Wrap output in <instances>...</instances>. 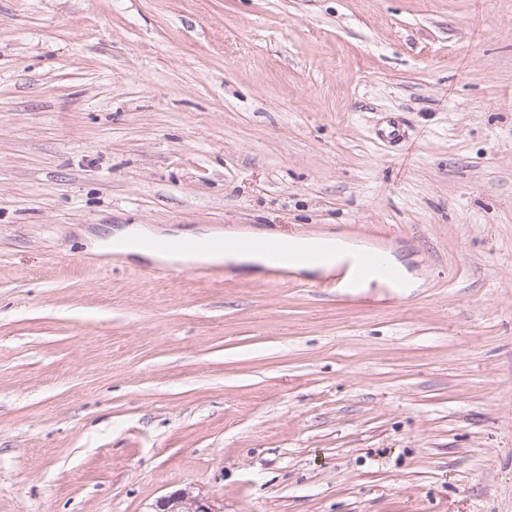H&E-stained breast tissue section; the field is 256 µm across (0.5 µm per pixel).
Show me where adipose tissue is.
I'll return each mask as SVG.
<instances>
[{"label":"adipose tissue","instance_id":"1","mask_svg":"<svg viewBox=\"0 0 512 512\" xmlns=\"http://www.w3.org/2000/svg\"><path fill=\"white\" fill-rule=\"evenodd\" d=\"M157 237L158 234L154 230L140 224H134L115 230L114 234L107 239L94 240L92 246L96 249H109L137 260L146 259L175 265L226 263L240 267L250 273L272 267H282L307 275L323 274L354 264L358 256L355 246L341 239L328 236L312 239L311 247L315 257L308 262L292 258L286 260L273 251L252 252L232 246L222 251L204 249L191 256L181 254L163 255L154 248V241Z\"/></svg>","mask_w":512,"mask_h":512}]
</instances>
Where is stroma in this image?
I'll return each instance as SVG.
<instances>
[{"instance_id": "35a3bbf8", "label": "stroma", "mask_w": 512, "mask_h": 512, "mask_svg": "<svg viewBox=\"0 0 512 512\" xmlns=\"http://www.w3.org/2000/svg\"><path fill=\"white\" fill-rule=\"evenodd\" d=\"M127 224L420 286L150 277L90 246ZM179 490L512 512V0H0V512ZM357 272L360 276H371L379 273H384L386 277L393 276V272L384 267L381 256L375 251H368L360 256Z\"/></svg>"}]
</instances>
